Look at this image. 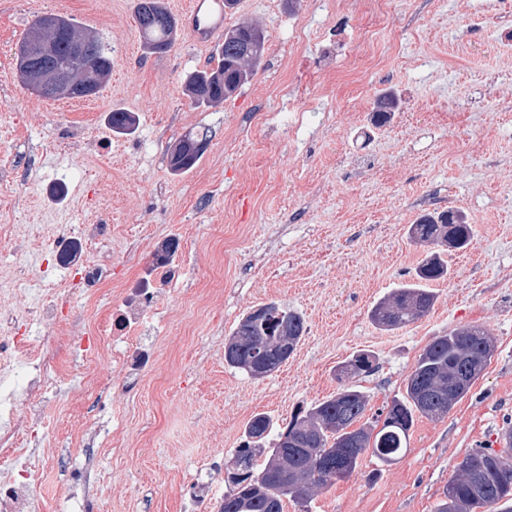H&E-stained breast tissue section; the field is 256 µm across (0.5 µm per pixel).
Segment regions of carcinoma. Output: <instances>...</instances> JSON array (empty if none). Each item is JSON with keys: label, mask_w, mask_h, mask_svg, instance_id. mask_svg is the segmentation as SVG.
Here are the masks:
<instances>
[{"label": "carcinoma", "mask_w": 512, "mask_h": 512, "mask_svg": "<svg viewBox=\"0 0 512 512\" xmlns=\"http://www.w3.org/2000/svg\"><path fill=\"white\" fill-rule=\"evenodd\" d=\"M136 20L145 49L151 54L170 50L177 36V23L162 0H139ZM266 36L257 24L241 23L224 32L217 67L198 71L185 81L187 95L198 105L220 102L248 83L255 75L265 50ZM55 55L63 62L73 60L71 36L62 31L55 37ZM95 63L109 75L112 57L101 41L93 49ZM103 83L91 77L79 81L67 98L96 95ZM129 112L114 109L109 115L112 132L124 134L133 128ZM192 143L199 149L187 161L171 163L173 171L191 168L204 152L207 136L186 137L177 148ZM413 240L439 248L416 270V280L399 285L372 309L371 317L380 327L403 328L430 314L436 295L427 284L448 275V249L462 250L472 239L471 225L462 215L426 214L411 229ZM269 316L256 319L247 314L224 346V362L247 374L252 367L268 361L279 368L296 350L305 333L303 317L274 303L266 305ZM287 335L288 353L278 346L279 336ZM496 345L491 333L478 325L455 328L436 337L419 355L407 379L405 395L387 407L382 426L363 424L368 397L345 380L374 370V356L358 353L339 368L337 379L343 382L336 394L311 405L295 415L279 430L272 446H266L274 424L265 414L248 423L245 441L227 462L230 489L224 493L217 512H284L289 500L301 508L313 496L347 478L365 454L383 464H391L407 450L411 429L418 415L439 418L448 414V399L458 403L479 378L473 374L461 383L463 368L470 358L488 364ZM509 438L508 448L496 451L479 448L459 463L448 483L437 512H512L506 503L512 500V428L502 434Z\"/></svg>", "instance_id": "cac0c4a2"}]
</instances>
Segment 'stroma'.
Instances as JSON below:
<instances>
[{"mask_svg": "<svg viewBox=\"0 0 512 512\" xmlns=\"http://www.w3.org/2000/svg\"><path fill=\"white\" fill-rule=\"evenodd\" d=\"M499 0H238L226 27L266 35L261 64L237 94L196 105L186 77L217 65L179 25L173 47L147 53L135 0H0V304L45 300L46 280L70 290L71 338L97 332L117 291L155 288L137 343L148 365L113 370L97 393L66 348L69 371L46 376L54 432L50 463L71 466L93 449L105 483L97 512H199L228 490L217 475L260 413L276 427L336 393L340 364L376 357L352 383L371 410L403 397L434 337L478 324L496 340L490 363L441 419L418 418L407 451L384 465L363 456L353 473L286 512H436L457 465L512 425V17ZM61 14L110 49L112 73L85 99L28 91L14 53L40 16ZM391 94L397 108L378 120ZM135 117L115 136L114 109ZM207 131L196 166L173 172L185 136ZM455 210L473 228L433 282L430 315L384 331L376 303L412 281L429 250L409 236L424 214ZM83 224L109 238L51 261L52 241ZM179 242L176 280L155 277L163 243ZM94 287L74 284L86 262ZM275 302L306 332L280 368L255 379L229 367L224 344L250 310ZM213 468L204 503L180 495L200 458Z\"/></svg>", "mask_w": 512, "mask_h": 512, "instance_id": "35a3bbf8", "label": "stroma"}]
</instances>
